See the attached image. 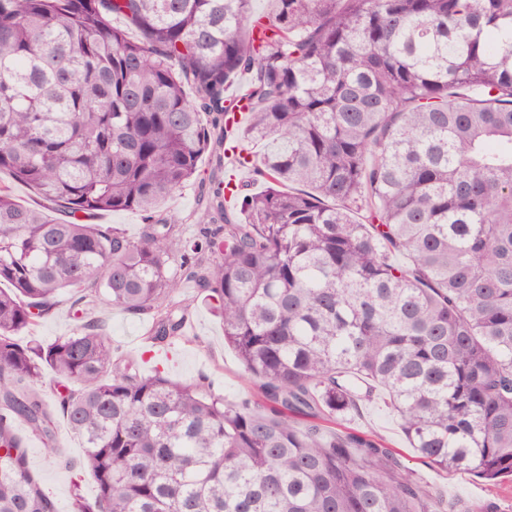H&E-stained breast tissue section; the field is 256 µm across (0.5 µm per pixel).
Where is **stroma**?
Wrapping results in <instances>:
<instances>
[{
	"mask_svg": "<svg viewBox=\"0 0 512 512\" xmlns=\"http://www.w3.org/2000/svg\"><path fill=\"white\" fill-rule=\"evenodd\" d=\"M218 170L215 153L206 154L197 176L182 190L169 196L161 206L162 214H178L179 234L185 237L198 234L200 191L209 189ZM171 302L190 305L191 310L185 327L186 336L173 345L152 346L148 342L151 319L133 316L119 309H110L93 303L88 307L92 317L102 320L118 352L134 358H142L146 351H153L156 361L165 366L166 375L178 381H192L200 375H208L216 391L227 399L236 400L253 390V384L245 373L235 352L224 344V327L203 299L195 283L182 281L178 290L171 294ZM336 430H356L383 437L400 452L403 464L426 487L465 501L470 512H512V481L497 485L485 483L466 472L444 473L418 458L401 429L395 412L385 397H377L369 403L361 415L350 414L337 420ZM28 464L41 479L42 486L56 501L60 512H67L70 503L73 471L62 466V459L81 462L83 450L77 438L66 424H59L56 452L48 454L43 443L27 437Z\"/></svg>",
	"mask_w": 512,
	"mask_h": 512,
	"instance_id": "1",
	"label": "stroma"
}]
</instances>
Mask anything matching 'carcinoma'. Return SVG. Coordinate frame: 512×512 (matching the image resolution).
<instances>
[{
	"label": "carcinoma",
	"mask_w": 512,
	"mask_h": 512,
	"mask_svg": "<svg viewBox=\"0 0 512 512\" xmlns=\"http://www.w3.org/2000/svg\"><path fill=\"white\" fill-rule=\"evenodd\" d=\"M0 0V512H59L23 424L80 437L70 512H469L373 434L327 424L384 392L440 471L512 480V0ZM120 25H115V22ZM265 190L164 200L226 146L228 81ZM304 191L295 192L293 187ZM401 253L407 264L392 261ZM193 279L255 385L229 400L112 348L89 296L184 338ZM75 296L80 323L22 335ZM221 153L223 156V149L214 148L213 151L206 154L199 163V172L197 176L182 190L175 192L169 196L161 206V213L163 216L170 213H177L182 223L177 224L178 233L184 237H189L198 234L200 228L210 227L213 225L199 224L197 200L198 195L202 189L208 190L212 185V179L215 176L224 177L225 171L230 169L228 160L224 159V170L222 172L217 170L216 155ZM1 181L4 185H7L11 188L13 195L20 203L26 206L41 209L48 213L49 215L54 216L56 218L68 219L62 213L56 210L57 207L55 205L44 201L28 187L14 183L8 175H1ZM85 224H112L121 227L131 237L139 236L144 224V217L137 211L112 212L104 211L83 218Z\"/></svg>",
	"instance_id": "carcinoma-1"
}]
</instances>
